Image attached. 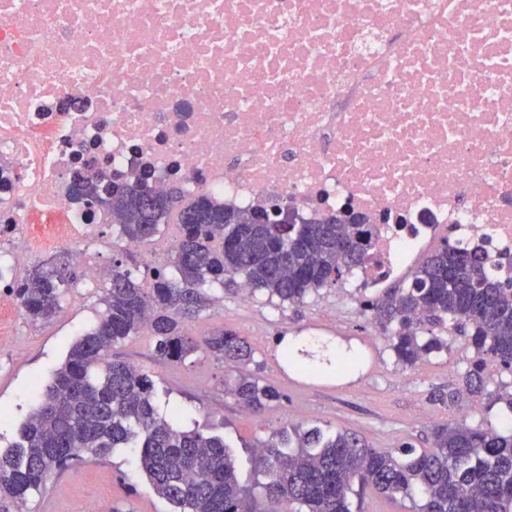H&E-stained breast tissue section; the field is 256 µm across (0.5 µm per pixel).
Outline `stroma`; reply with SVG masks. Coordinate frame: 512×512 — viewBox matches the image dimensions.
I'll use <instances>...</instances> for the list:
<instances>
[{"instance_id": "obj_1", "label": "stroma", "mask_w": 512, "mask_h": 512, "mask_svg": "<svg viewBox=\"0 0 512 512\" xmlns=\"http://www.w3.org/2000/svg\"><path fill=\"white\" fill-rule=\"evenodd\" d=\"M13 263L17 276L45 264L76 271L67 245L28 252L13 245L0 248ZM215 301L190 323L194 336L217 328L244 337L252 349L245 372L273 384L279 401L259 414L242 409L224 383L238 371L197 352L183 362H161L153 355L147 333L113 346V358L128 362L153 381V403L160 416L173 418L182 429L224 438L230 444L242 481L262 479L252 460L255 446L292 427H316L323 432L346 431L381 452L411 446L430 448L435 426L459 421L469 424L512 422L504 404L485 407L460 396L452 405L437 402L440 394L459 393L462 376L474 357L467 338L452 336L448 349L413 366L397 363L388 339L370 315L361 309L362 297L348 294L343 283L320 289L304 303L282 305L266 292H253L243 302L240 289L213 287ZM101 283L77 278L68 288L60 315L52 322L34 324L22 307L0 319V449L16 437V424L26 417L38 388L46 387L77 338L91 328L103 309ZM309 336L332 345L354 348L362 366L347 377L293 381L276 339ZM104 500L120 512H174L158 498L139 472L138 451L117 448L103 460L89 458L75 469L52 476L45 490L32 496L26 512H45L54 503L57 512H85L90 500Z\"/></svg>"}]
</instances>
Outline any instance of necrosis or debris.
<instances>
[{
    "label": "necrosis or debris",
    "instance_id": "4bbe7bcc",
    "mask_svg": "<svg viewBox=\"0 0 512 512\" xmlns=\"http://www.w3.org/2000/svg\"><path fill=\"white\" fill-rule=\"evenodd\" d=\"M344 210L376 293L440 230L512 278V0H0V241L68 244L75 174Z\"/></svg>",
    "mask_w": 512,
    "mask_h": 512
}]
</instances>
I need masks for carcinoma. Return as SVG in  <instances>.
Instances as JSON below:
<instances>
[{
    "label": "carcinoma",
    "mask_w": 512,
    "mask_h": 512,
    "mask_svg": "<svg viewBox=\"0 0 512 512\" xmlns=\"http://www.w3.org/2000/svg\"><path fill=\"white\" fill-rule=\"evenodd\" d=\"M155 194L143 180L114 182L109 190L96 176L84 179L78 197L95 199L126 242L150 243L162 225H177L171 271H154L146 288L123 260L112 262L98 322L71 346L17 441L0 451V512H22L51 476L116 448L139 449L140 472L179 512H351V498L368 487L419 502L416 512H512L511 429L439 425L431 449L393 453L352 433L294 427L257 445L254 465L265 482L255 485L240 480L224 439L160 416L149 376L112 358V346L146 330L163 361L201 350L227 364L248 362L251 347L232 330L189 335L187 322L212 303L206 289L238 281L300 304L364 262L371 231L363 219L345 214L280 224L279 215H271L277 203L241 211L178 187L167 189L168 205L150 214ZM75 282L57 269L35 267L20 280L17 296L31 321L47 322ZM364 309L403 365L448 348V336L467 337L477 357L463 376L464 392L512 412V382L491 391L485 374L488 356L512 378V278L492 279L481 254L445 238L401 286L383 289ZM283 360L303 374L323 372L287 348ZM228 392L250 413L280 398L255 375L239 376Z\"/></svg>",
    "instance_id": "carcinoma-1"
}]
</instances>
